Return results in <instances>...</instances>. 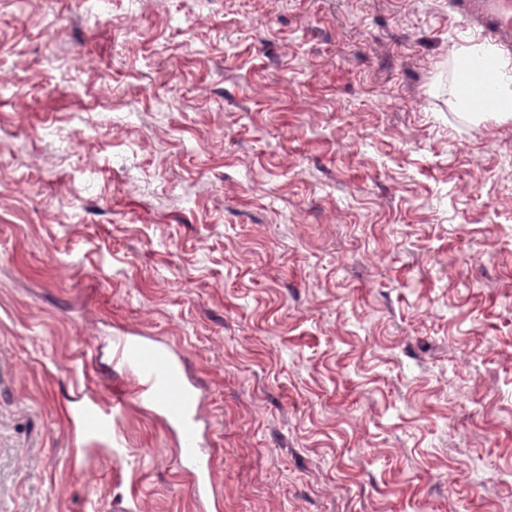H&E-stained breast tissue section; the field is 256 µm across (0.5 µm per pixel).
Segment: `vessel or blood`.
Returning <instances> with one entry per match:
<instances>
[{
    "instance_id": "1",
    "label": "vessel or blood",
    "mask_w": 512,
    "mask_h": 512,
    "mask_svg": "<svg viewBox=\"0 0 512 512\" xmlns=\"http://www.w3.org/2000/svg\"><path fill=\"white\" fill-rule=\"evenodd\" d=\"M448 12L473 33L512 58V0H448ZM91 363L107 360L109 401L75 391L67 415L79 447L121 446L117 425L131 405L147 410L163 427L193 512H224L223 450L209 409L210 390L185 346L159 336L118 331L108 343L87 346Z\"/></svg>"
}]
</instances>
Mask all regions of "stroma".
<instances>
[{"label":"stroma","instance_id":"35a3bbf8","mask_svg":"<svg viewBox=\"0 0 512 512\" xmlns=\"http://www.w3.org/2000/svg\"><path fill=\"white\" fill-rule=\"evenodd\" d=\"M472 38L448 0H0V512H192L137 408L121 467L75 445L116 324L208 382L224 512L512 497V120L458 118Z\"/></svg>","mask_w":512,"mask_h":512}]
</instances>
